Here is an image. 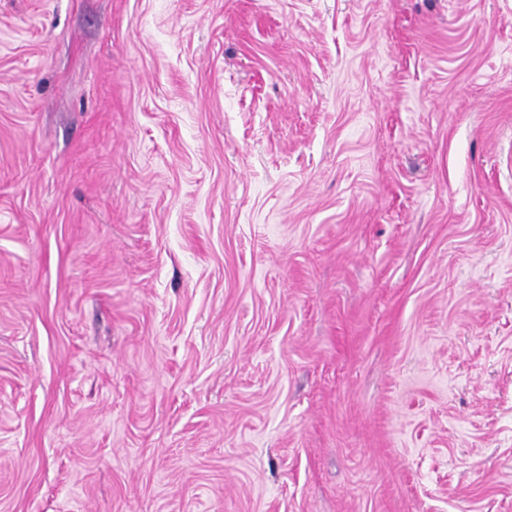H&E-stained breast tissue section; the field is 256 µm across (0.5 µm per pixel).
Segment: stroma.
<instances>
[{
    "mask_svg": "<svg viewBox=\"0 0 512 512\" xmlns=\"http://www.w3.org/2000/svg\"><path fill=\"white\" fill-rule=\"evenodd\" d=\"M0 512H512V0H0Z\"/></svg>",
    "mask_w": 512,
    "mask_h": 512,
    "instance_id": "obj_1",
    "label": "stroma"
}]
</instances>
